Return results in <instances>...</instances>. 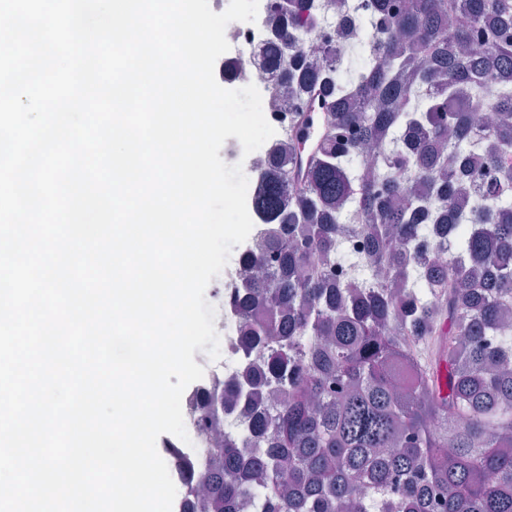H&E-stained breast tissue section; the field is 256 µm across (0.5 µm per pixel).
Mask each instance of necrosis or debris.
Returning <instances> with one entry per match:
<instances>
[{"mask_svg": "<svg viewBox=\"0 0 512 512\" xmlns=\"http://www.w3.org/2000/svg\"><path fill=\"white\" fill-rule=\"evenodd\" d=\"M274 0H261L255 22L230 28L225 36L230 49L224 62L232 77L254 84L262 97V108L267 121L282 130L288 124V114L276 107L273 100L278 90V66L272 63L273 44L277 28L272 14ZM242 270L233 266L224 276V292L218 297L215 308V327L220 336L221 356L218 360L204 359L205 373L197 389L184 393L181 400L188 440H175L167 450V462L176 479L177 496L185 498L187 488L200 482L210 473L219 459L211 448L198 420L208 404L202 392L221 394L225 384L241 380L244 368L260 362L261 355L251 348L244 336L243 321L235 310V298L242 287ZM261 403L240 396L236 404L221 410L226 436L233 439L251 437L261 410Z\"/></svg>", "mask_w": 512, "mask_h": 512, "instance_id": "1", "label": "necrosis or debris"}]
</instances>
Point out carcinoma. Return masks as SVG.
Listing matches in <instances>:
<instances>
[{
	"label": "carcinoma",
	"instance_id": "obj_1",
	"mask_svg": "<svg viewBox=\"0 0 512 512\" xmlns=\"http://www.w3.org/2000/svg\"><path fill=\"white\" fill-rule=\"evenodd\" d=\"M275 9L288 116L314 94L327 111L309 164L278 163L299 155L290 122L256 167L253 209L281 233L244 256L264 269L244 303L288 328L246 323L265 365L247 376L283 400L260 413V448L210 426L224 468L181 512H512V0H355L377 37L334 71L300 34L345 14ZM428 86L431 101L416 95ZM486 100L495 118L473 165L458 153ZM348 217L368 251L339 287ZM424 233L455 236L448 263L420 251ZM432 336L424 359L414 342Z\"/></svg>",
	"mask_w": 512,
	"mask_h": 512
}]
</instances>
